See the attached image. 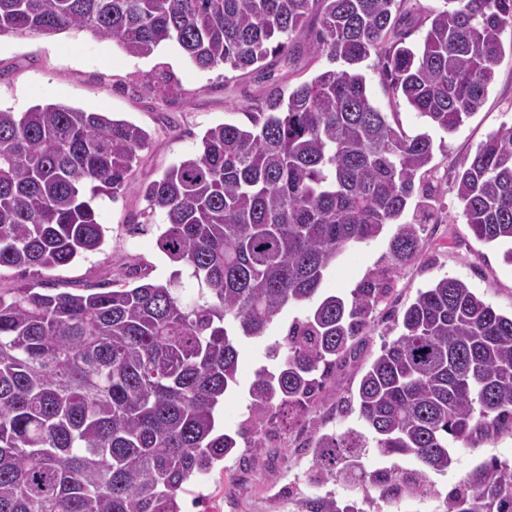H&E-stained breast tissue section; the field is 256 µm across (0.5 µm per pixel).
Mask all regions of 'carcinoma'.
I'll list each match as a JSON object with an SVG mask.
<instances>
[{
    "label": "carcinoma",
    "mask_w": 512,
    "mask_h": 512,
    "mask_svg": "<svg viewBox=\"0 0 512 512\" xmlns=\"http://www.w3.org/2000/svg\"><path fill=\"white\" fill-rule=\"evenodd\" d=\"M420 45H404L403 0H0V36L85 31L151 56L168 42L201 69L263 72L324 57L332 67L284 92L274 84L248 124L204 132L200 149L142 186L165 214L158 249L177 266L158 283L82 293L0 290V512H182L180 494L239 448L263 447L316 392L422 253L441 188L429 136H408L373 104L360 65L450 133L483 104L512 28V0H445ZM159 96L183 98L171 76ZM150 135L103 112L0 110V268L51 270L97 251L94 199L117 198ZM456 196L474 237L512 264V125L459 165ZM382 263L350 296L322 298L288 327L249 388L244 426L215 411L238 384L239 347L291 303L312 301L352 245L408 208ZM398 336L364 370L356 409L379 454L427 470L491 427L512 430V315L444 277L394 315ZM362 432L320 434L322 474L361 478ZM302 512H362L334 498ZM442 512H512V469L486 461Z\"/></svg>",
    "instance_id": "1"
}]
</instances>
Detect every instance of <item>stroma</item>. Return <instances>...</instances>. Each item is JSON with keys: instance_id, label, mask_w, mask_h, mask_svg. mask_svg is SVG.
Wrapping results in <instances>:
<instances>
[{"instance_id": "stroma-1", "label": "stroma", "mask_w": 512, "mask_h": 512, "mask_svg": "<svg viewBox=\"0 0 512 512\" xmlns=\"http://www.w3.org/2000/svg\"><path fill=\"white\" fill-rule=\"evenodd\" d=\"M502 42L504 59L484 105L452 133L434 127L393 96L374 60L363 62L375 107L406 135L426 133L433 141L435 175L443 189L427 220L422 255L395 274L391 299L377 309L362 341L337 362L308 412L275 430L265 447L240 448L212 473L194 479L181 497L184 512H301L304 500L328 496L362 502L365 512H439L448 492L480 463L495 459L512 467L510 431H492L472 443L454 444L452 462L443 472L426 470L411 457L380 455L374 445H367L363 450L367 476L355 484L333 475L318 476L312 450L313 433L361 429L357 412L347 411L345 400L356 390L363 368L385 342L395 338L394 312L409 304L419 289L443 277L457 278L499 312L512 313V265L504 262L500 248L474 238L453 190L454 172L463 158L501 125L512 124V33L504 32ZM161 69L178 80L184 98L167 104L159 101L153 76ZM265 90V81L254 74L228 77L220 67L199 69L171 44L161 45L151 56L137 57L85 32L0 37L1 110L19 116L38 104L60 103L130 121L153 138L125 192L93 202L99 222L108 229L100 251L52 271L2 269L0 288L42 281L61 289L101 288L112 276L133 286L142 271L151 280L166 281L173 267L159 251L155 231L134 229L148 220L164 221L162 213L148 215L139 184L160 178L169 166L196 153L210 126L244 123L246 111ZM395 231V225H387L377 238L351 246L327 272L321 295H349L387 253ZM313 308L310 302L289 305L264 337L241 346L239 384L219 409L225 431H236L246 419L249 387L258 370L274 366L272 348L281 343L289 323L306 317Z\"/></svg>"}]
</instances>
